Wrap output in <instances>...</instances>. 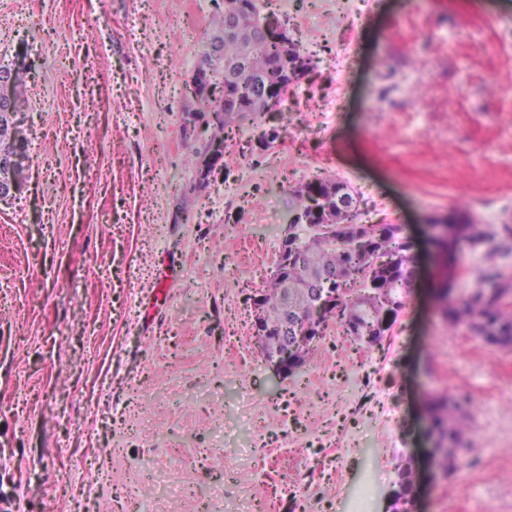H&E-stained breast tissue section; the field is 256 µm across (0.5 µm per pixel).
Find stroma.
Instances as JSON below:
<instances>
[{"label": "stroma", "instance_id": "stroma-1", "mask_svg": "<svg viewBox=\"0 0 512 512\" xmlns=\"http://www.w3.org/2000/svg\"><path fill=\"white\" fill-rule=\"evenodd\" d=\"M264 2L311 67L204 179L184 86L223 0H0V60L32 64L26 182L0 202V512H391L405 456L417 512H512V349L449 332L433 296L460 302L491 267L512 284V0ZM318 180L350 187L359 223L400 226L415 284L382 345L329 322L281 380L250 297ZM454 213L496 238L438 249L428 225ZM434 395L468 414L436 480ZM86 454L99 472L71 467Z\"/></svg>", "mask_w": 512, "mask_h": 512}]
</instances>
